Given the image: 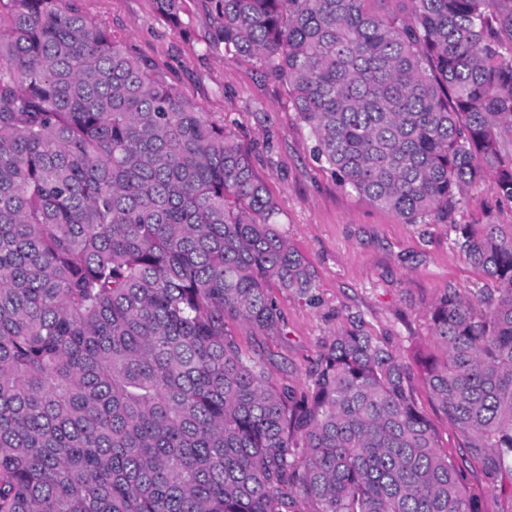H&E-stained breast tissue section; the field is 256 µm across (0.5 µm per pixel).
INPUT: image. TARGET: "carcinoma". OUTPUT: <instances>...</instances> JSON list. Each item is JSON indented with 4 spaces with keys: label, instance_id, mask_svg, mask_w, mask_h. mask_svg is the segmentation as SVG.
Listing matches in <instances>:
<instances>
[{
    "label": "carcinoma",
    "instance_id": "carcinoma-1",
    "mask_svg": "<svg viewBox=\"0 0 512 512\" xmlns=\"http://www.w3.org/2000/svg\"><path fill=\"white\" fill-rule=\"evenodd\" d=\"M182 26V0H154ZM216 0L217 41L288 90L313 156L405 224H453L497 288L431 310L425 380L487 477L512 476V0ZM0 32V512H481L407 366L353 328L304 394L233 327L308 295L250 152L80 0ZM455 220L458 224H512V205L498 204L494 180L487 177L467 197Z\"/></svg>",
    "mask_w": 512,
    "mask_h": 512
}]
</instances>
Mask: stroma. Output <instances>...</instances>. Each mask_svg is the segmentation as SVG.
I'll return each mask as SVG.
<instances>
[{
	"instance_id": "stroma-1",
	"label": "stroma",
	"mask_w": 512,
	"mask_h": 512,
	"mask_svg": "<svg viewBox=\"0 0 512 512\" xmlns=\"http://www.w3.org/2000/svg\"><path fill=\"white\" fill-rule=\"evenodd\" d=\"M81 4L89 17L150 60L186 101L231 125L277 202L285 235L314 268L312 295H276L286 320L284 335L237 328L243 351L262 355L274 379L301 393L308 389V366L336 330L364 326L410 368L417 406L431 422L441 452L456 459L481 512H512V492L489 480L479 462L462 456L458 433L425 384L424 364L434 352L430 310L448 290L472 299L494 286L455 247L451 226L402 223L339 186L315 161L286 88L217 42L219 17L211 0H184L181 29L156 13L154 0ZM455 220L512 224V205L497 202L489 177L470 193Z\"/></svg>"
}]
</instances>
